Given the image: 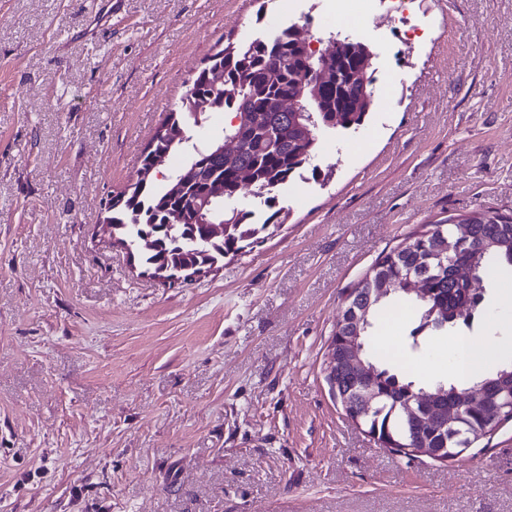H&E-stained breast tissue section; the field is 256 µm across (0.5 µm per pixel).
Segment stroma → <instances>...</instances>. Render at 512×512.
Instances as JSON below:
<instances>
[{
    "label": "stroma",
    "mask_w": 512,
    "mask_h": 512,
    "mask_svg": "<svg viewBox=\"0 0 512 512\" xmlns=\"http://www.w3.org/2000/svg\"><path fill=\"white\" fill-rule=\"evenodd\" d=\"M0 0V512H512V422L459 461L381 448L326 380L372 265L460 214H512V0H416L372 120L320 135L263 243L168 286L96 234L216 43L290 0ZM313 40L358 34L317 0ZM458 335L512 360V279ZM379 320L409 371L455 348Z\"/></svg>",
    "instance_id": "stroma-1"
}]
</instances>
